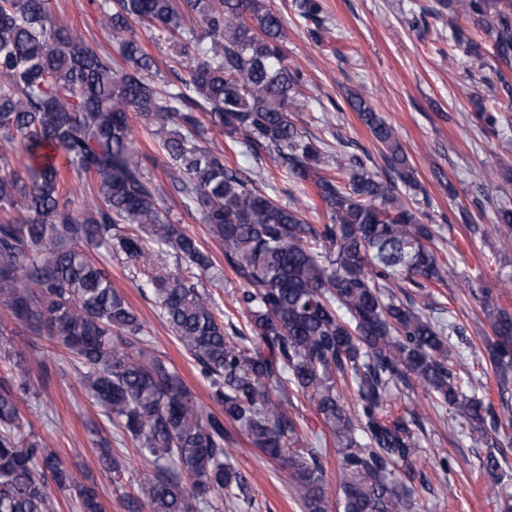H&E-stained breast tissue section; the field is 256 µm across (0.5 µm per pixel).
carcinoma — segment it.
I'll return each mask as SVG.
<instances>
[{
	"label": "carcinoma",
	"instance_id": "obj_1",
	"mask_svg": "<svg viewBox=\"0 0 512 512\" xmlns=\"http://www.w3.org/2000/svg\"><path fill=\"white\" fill-rule=\"evenodd\" d=\"M299 15L320 26V0H296ZM473 18L512 60V0H438ZM102 24L125 67L64 25L49 0H0V335L9 325L46 336L78 363L88 398L153 464L141 485L147 512H221L224 500L247 499L245 475L224 461L227 425L291 471L309 512H328L325 471L315 450L300 452L291 397L311 400L341 448L343 512H398L399 463L417 453L404 417L388 416L393 391L421 386L437 406L475 426L478 438L512 427V405L496 412L461 385L451 336L464 329L418 312L388 290L405 276L424 287L441 279L427 245L429 224L397 194L414 173L392 127L359 94L347 98L386 152L392 174L367 171L363 158L343 165L348 181L325 173L323 142L293 122L289 107L300 81L288 67L280 13L262 0H100ZM200 17L204 34L185 27ZM180 38L193 65L167 89L154 81L156 61L133 25ZM468 57L483 43L450 26ZM136 114L180 173L182 203L224 243V259L241 282L237 303L251 335L227 333L224 314L203 275L220 278L197 240L157 202V188L136 159L130 114ZM224 133L254 157L275 154L295 182L311 181L329 215L310 224L259 185L262 174L231 168L210 149L205 128ZM22 154L23 168L10 156ZM96 181L78 206L66 175ZM502 246L512 245V208L496 214ZM185 268H148L160 314L208 380L220 411L199 405L180 376L154 355L144 325L112 286L108 261L147 264L143 235ZM104 250L95 261L93 251ZM488 344L500 388L512 380V313L497 310ZM27 348L6 350L13 383L0 385V512H52V490L77 486L75 474L29 430L20 401L35 394ZM354 397L348 408L346 393ZM102 466L120 478L124 465L109 442L97 443ZM80 512H103L92 488Z\"/></svg>",
	"mask_w": 512,
	"mask_h": 512
}]
</instances>
